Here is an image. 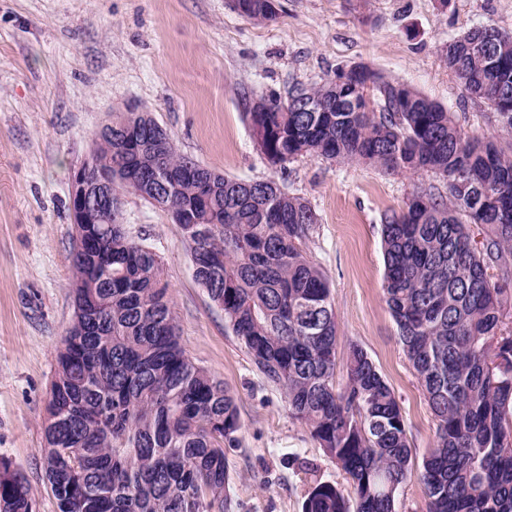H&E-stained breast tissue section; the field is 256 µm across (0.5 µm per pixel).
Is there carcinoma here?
<instances>
[{
    "label": "carcinoma",
    "instance_id": "carcinoma-1",
    "mask_svg": "<svg viewBox=\"0 0 512 512\" xmlns=\"http://www.w3.org/2000/svg\"><path fill=\"white\" fill-rule=\"evenodd\" d=\"M245 16L272 21L266 0ZM487 27L448 40L443 58L474 99L487 102L511 142L466 133L454 115L366 66L301 86L297 112L267 99L247 113L272 166L301 157L356 161L391 174L431 172L384 217L383 293L403 351L436 420L416 463L401 406L367 353L346 359L335 383L337 323L329 283L304 254L315 211L274 181L225 176L177 152L146 112L112 120L90 165L112 168V223L80 224L72 255L75 320L57 353L43 468L57 512H229L224 447H234L236 398L195 365L178 336L161 257L129 237L120 194L146 193L180 224L194 275L292 415L351 479L355 496L316 483L303 512H395L417 480L430 512H512V32ZM375 87L380 109L357 91ZM201 194L209 210H199ZM485 231L482 247L467 232ZM499 270L498 281L488 269ZM0 512H33L26 479L0 459Z\"/></svg>",
    "mask_w": 512,
    "mask_h": 512
}]
</instances>
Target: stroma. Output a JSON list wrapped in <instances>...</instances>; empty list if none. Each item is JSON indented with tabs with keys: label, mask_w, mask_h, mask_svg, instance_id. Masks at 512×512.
<instances>
[{
	"label": "stroma",
	"mask_w": 512,
	"mask_h": 512,
	"mask_svg": "<svg viewBox=\"0 0 512 512\" xmlns=\"http://www.w3.org/2000/svg\"><path fill=\"white\" fill-rule=\"evenodd\" d=\"M259 22L232 0H0V458L27 480L36 512H56L42 465L57 351L74 320L71 173L113 114L151 113L181 154L229 176L272 180L318 222L304 249L325 274L338 327L336 381L359 346L395 393L415 457L436 422L398 338L382 284L381 224L431 173L387 174L301 158L269 165L246 118L250 96L285 99L357 65L454 113L466 132L504 143L490 106L470 98L442 58L448 40L512 31V0H276ZM124 222L158 251L188 357L237 399L239 444L225 448L234 512H302L315 482H352L266 383L223 311L193 275L170 215L127 191Z\"/></svg>",
	"instance_id": "stroma-1"
}]
</instances>
